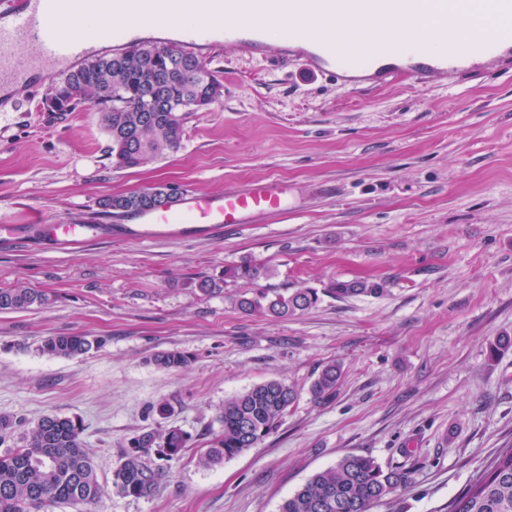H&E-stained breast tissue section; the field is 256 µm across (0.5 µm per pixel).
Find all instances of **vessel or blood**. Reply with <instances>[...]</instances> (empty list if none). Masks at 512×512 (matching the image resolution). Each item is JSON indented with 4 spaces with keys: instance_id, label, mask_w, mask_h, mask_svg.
Instances as JSON below:
<instances>
[{
    "instance_id": "vessel-or-blood-1",
    "label": "vessel or blood",
    "mask_w": 512,
    "mask_h": 512,
    "mask_svg": "<svg viewBox=\"0 0 512 512\" xmlns=\"http://www.w3.org/2000/svg\"><path fill=\"white\" fill-rule=\"evenodd\" d=\"M200 9L208 16L206 22L193 19ZM129 12L158 28L175 17H184L182 41L195 51L212 46L219 35L225 42H235L236 22L241 18L254 25L275 26L282 32L283 48H296L298 63L313 69L330 64L341 75L357 74L376 87L401 75L419 79L428 73L447 74L462 48L490 55L500 43L512 42V0H8L7 20L0 24V75L14 72L22 78L25 91H32L39 78L51 75L53 66L81 60V44L70 35L68 25L97 27L112 16ZM428 15L458 29L462 43L438 45L416 36V20ZM354 18L367 26L390 25L391 38L365 54L333 37L323 41L318 52L303 50L306 27L319 21L345 25ZM23 38L38 46L39 73L26 69L12 53ZM287 195L286 185L276 182L257 183L224 195L188 189L175 203L137 214L134 226L120 233L141 241L182 234L190 227L252 224L286 210ZM25 233L41 241L81 245L117 232L109 224H52L39 214L24 227L0 225V240Z\"/></svg>"
}]
</instances>
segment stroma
I'll use <instances>...</instances> for the list:
<instances>
[{
	"mask_svg": "<svg viewBox=\"0 0 512 512\" xmlns=\"http://www.w3.org/2000/svg\"><path fill=\"white\" fill-rule=\"evenodd\" d=\"M199 58L224 85L220 103L187 115L178 151L137 168L113 165L94 107L49 116L52 80L36 102L0 111V222L26 224L39 211L127 224L102 200L162 184L203 194L264 180L288 187L281 214L185 238L0 243V289L48 297L0 311V415L79 421L101 485L92 509L53 512H278L348 453L410 475L372 512H448L512 446V349L489 353L512 335V55L378 88L222 42ZM243 261L270 266L271 288L372 278L386 291L325 297L280 320L235 306L245 282L200 292L201 280H223ZM56 333L107 342L76 358L42 355L41 340ZM169 350L190 363L155 366ZM330 360L343 374L335 399L319 404L309 388ZM268 380L299 391L277 431L200 466L225 398ZM160 403L168 415L154 412ZM167 426L190 441L159 490L116 492L112 472L130 438Z\"/></svg>",
	"mask_w": 512,
	"mask_h": 512,
	"instance_id": "1",
	"label": "stroma"
}]
</instances>
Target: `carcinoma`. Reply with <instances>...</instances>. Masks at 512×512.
Instances as JSON below:
<instances>
[{
	"label": "carcinoma",
	"instance_id": "cac0c4a2",
	"mask_svg": "<svg viewBox=\"0 0 512 512\" xmlns=\"http://www.w3.org/2000/svg\"><path fill=\"white\" fill-rule=\"evenodd\" d=\"M140 53L121 58L116 53L93 55L61 79L48 100L51 112H75L91 104L101 113L107 133L108 154L121 168H135L181 146L190 107L204 98L219 102L211 92L222 90L215 72L177 44L138 40ZM166 194L159 185L146 191L112 196L102 202L106 209L135 213L155 208L152 201ZM168 195V194H166ZM174 202L168 195L166 203ZM273 270L244 261L224 268V280L255 284ZM384 284L368 279L330 281L323 288H256L239 295L235 305L255 317L284 318L314 307L323 296L347 299L378 296ZM48 298L29 288L0 290V311L42 306ZM105 339L58 333L42 339L39 351L59 358L84 355L103 346ZM152 361L162 369L186 366L190 356L179 350L156 354ZM342 367L325 364L310 387L318 402L336 398ZM296 387L279 380L254 385L224 400L222 430L199 464L212 467L241 455L262 442L279 426L296 404ZM80 424L67 417L48 414L23 429L22 445L0 455V512H49L61 505H92L101 486L92 458L81 439ZM189 437L176 427L145 430L130 439L112 472V486L126 496L154 494L165 478L150 455L161 460L177 457ZM410 483L408 472L384 467L374 458L349 453L335 465L314 473L279 505V512H370ZM448 512H512V447L499 454L476 475L470 485L448 504Z\"/></svg>",
	"mask_w": 512,
	"mask_h": 512
}]
</instances>
